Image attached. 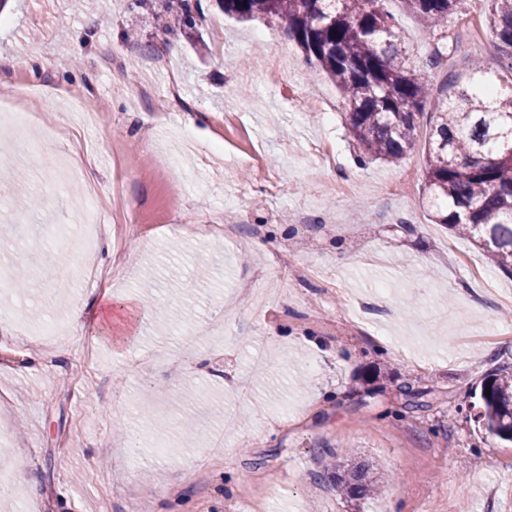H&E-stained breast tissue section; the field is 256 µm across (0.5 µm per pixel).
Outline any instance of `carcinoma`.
Here are the masks:
<instances>
[{"label":"carcinoma","instance_id":"cac0c4a2","mask_svg":"<svg viewBox=\"0 0 512 512\" xmlns=\"http://www.w3.org/2000/svg\"><path fill=\"white\" fill-rule=\"evenodd\" d=\"M239 20L258 14L287 25L307 61L342 93L358 160L397 164L414 148L418 120L429 112L426 186L430 220L463 236H479L490 262L512 275V86L498 87L486 68L469 62L458 91L434 92L425 71L409 61L390 0H219ZM448 54V17L459 0H399ZM181 22L195 23L197 0H177ZM501 62L512 70V0H491L485 18ZM491 389V395L485 390ZM477 422L487 438L512 442V372L497 368L481 384ZM353 497L379 490L363 463L342 466Z\"/></svg>","mask_w":512,"mask_h":512}]
</instances>
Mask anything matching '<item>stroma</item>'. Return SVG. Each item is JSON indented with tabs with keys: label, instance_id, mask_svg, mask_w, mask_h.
<instances>
[{
	"label": "stroma",
	"instance_id": "1",
	"mask_svg": "<svg viewBox=\"0 0 512 512\" xmlns=\"http://www.w3.org/2000/svg\"><path fill=\"white\" fill-rule=\"evenodd\" d=\"M11 0L0 57L42 61L37 76L0 68V88L43 93L23 129L0 119V502L12 512H512V444L486 440L471 395L512 365V276L446 225L414 223L426 205L421 120L400 163H358L344 101L281 21L236 20L200 0L193 28L159 0ZM490 0L448 20L458 56L430 66L436 39L395 23L433 85L479 58L501 86L485 25ZM121 58L120 68L103 63ZM276 71L271 84L261 69ZM176 80L184 110L168 118ZM149 84L151 96L138 95ZM81 89L102 125L59 134L62 92ZM208 123L191 124L196 114ZM44 153L90 155L100 201L70 209L84 182L58 188ZM238 235H224L225 219ZM311 266L312 274L295 271ZM26 269L24 289L8 278ZM124 298L117 347L44 327ZM377 303L374 313L360 310ZM170 320L142 318L138 307ZM377 464L378 494L336 484L344 451Z\"/></svg>",
	"mask_w": 512,
	"mask_h": 512
}]
</instances>
